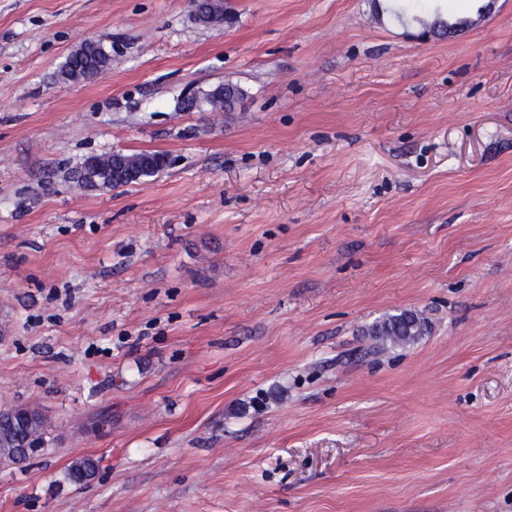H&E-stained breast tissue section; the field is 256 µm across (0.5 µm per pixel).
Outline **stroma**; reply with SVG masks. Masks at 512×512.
<instances>
[{"mask_svg": "<svg viewBox=\"0 0 512 512\" xmlns=\"http://www.w3.org/2000/svg\"><path fill=\"white\" fill-rule=\"evenodd\" d=\"M225 2L0 0V406L49 420L0 512H512V0L430 41ZM87 40L111 70L59 83ZM110 151L167 165L72 182ZM205 1H209V2H205ZM201 3L202 2H196V4H193V12H194L196 20L199 23H201L205 26H220V25H223L224 23L229 22L228 16L224 14V1H222V0H204V4L200 6ZM216 4H218L220 11H221L220 12V16H221L220 21H223V17H224V21L221 22L220 24H214L216 21L212 20L215 16L216 7H217ZM224 89L229 93V97L224 99L222 95L213 93L212 88L208 91H200L193 97H189L181 102L183 110H195L198 112H233L236 110L237 105L231 100V94H240L245 99L248 96V90L238 83L227 81L222 83ZM89 159L93 161L91 169L86 167V162ZM150 163L153 165L157 163L166 165L167 159L164 154L160 153L127 154L123 152H107L100 155H92L86 157L83 162L72 170L71 179L73 182L77 183L79 187H83L80 183L81 176L93 170H100L102 172L101 177L97 179L96 183H92L89 187L93 189H112L136 183L145 177L151 176L153 173L150 169ZM130 168L139 171V177L137 179L130 180L124 176L126 171ZM426 326L427 321L422 315L403 311L372 322L365 336L372 340L373 351L382 352L415 343L424 334Z\"/></svg>", "mask_w": 512, "mask_h": 512, "instance_id": "stroma-1", "label": "stroma"}]
</instances>
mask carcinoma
<instances>
[{"label":"carcinoma","mask_w":512,"mask_h":512,"mask_svg":"<svg viewBox=\"0 0 512 512\" xmlns=\"http://www.w3.org/2000/svg\"><path fill=\"white\" fill-rule=\"evenodd\" d=\"M388 12L395 13L396 18L410 19L422 29L445 33L448 28L468 24L466 20L452 22L447 19L439 0H395L388 7ZM111 46L101 41L87 40L79 48L67 55L59 69V80L68 84L78 81H92L112 67L111 59L106 55ZM182 109L198 112H233L237 105L213 90L198 94L181 102ZM92 168L81 162L72 170L71 179L80 183L83 174L90 170L101 171V177L91 184V188L112 189L126 186L132 180L125 177L128 169L139 171V178L152 175L150 165L166 164V156L160 153L107 152L92 155ZM427 321L422 315L403 311L372 322L366 329V336L372 340V350L386 351L390 348L405 347L415 343L425 332ZM46 420L39 409L28 406L0 408V462L5 465L18 466L24 463L30 453L44 445ZM96 462L84 458L75 463L68 472V479L79 481L80 472L90 477L95 474Z\"/></svg>","instance_id":"1"}]
</instances>
